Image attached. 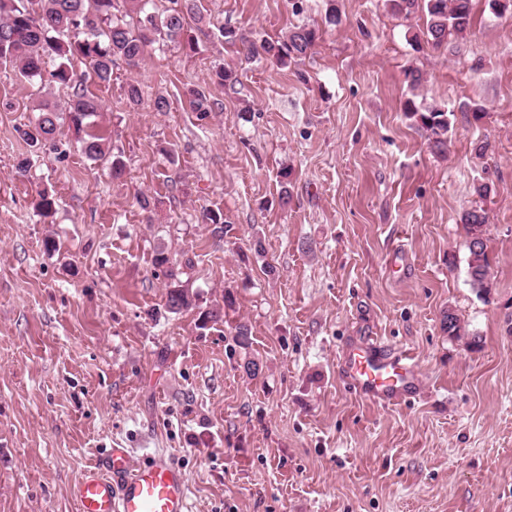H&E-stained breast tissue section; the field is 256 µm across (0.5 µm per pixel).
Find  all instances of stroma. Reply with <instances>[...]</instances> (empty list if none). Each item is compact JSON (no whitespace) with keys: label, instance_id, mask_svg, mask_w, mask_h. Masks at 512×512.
<instances>
[{"label":"stroma","instance_id":"stroma-1","mask_svg":"<svg viewBox=\"0 0 512 512\" xmlns=\"http://www.w3.org/2000/svg\"><path fill=\"white\" fill-rule=\"evenodd\" d=\"M198 6L258 40L296 25L319 39L280 67L193 22L200 54L166 47L139 69L118 64L91 126L121 153L119 180L69 122L29 148L34 105L70 91L0 69V512H77L75 481L116 445L138 464L173 456L190 512H512V15L474 0L470 34L437 49L411 40L425 12L406 18L386 0H336V26L327 0ZM220 63L234 88L214 84ZM190 88L215 101L206 118L187 109ZM159 95L168 111L154 110ZM410 99L452 112L446 154L405 116ZM45 188L57 198L48 222L34 209ZM477 206L489 216L483 299L460 221ZM204 207L223 213V238L197 222ZM171 271L195 300L178 313ZM214 309L220 319H205ZM450 309L481 350L442 330ZM371 336L418 355L420 396L377 408L344 386L343 345Z\"/></svg>","mask_w":512,"mask_h":512}]
</instances>
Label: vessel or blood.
I'll return each mask as SVG.
<instances>
[{
    "label": "vessel or blood",
    "mask_w": 512,
    "mask_h": 512,
    "mask_svg": "<svg viewBox=\"0 0 512 512\" xmlns=\"http://www.w3.org/2000/svg\"><path fill=\"white\" fill-rule=\"evenodd\" d=\"M339 375L358 397L381 407L413 399L420 390L412 353L379 340L346 349ZM73 496L79 512H190L185 473L163 451L140 465L129 449L110 448L84 472Z\"/></svg>",
    "instance_id": "obj_1"
}]
</instances>
